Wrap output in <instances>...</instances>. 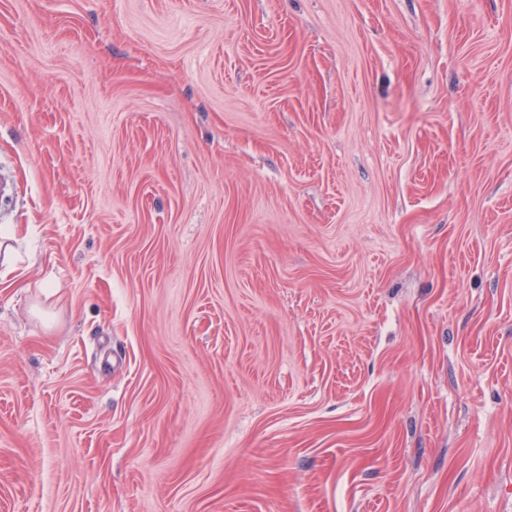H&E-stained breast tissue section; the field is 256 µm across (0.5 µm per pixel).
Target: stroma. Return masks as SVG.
<instances>
[{"instance_id":"1","label":"stroma","mask_w":512,"mask_h":512,"mask_svg":"<svg viewBox=\"0 0 512 512\" xmlns=\"http://www.w3.org/2000/svg\"><path fill=\"white\" fill-rule=\"evenodd\" d=\"M0 512H512V0H0Z\"/></svg>"}]
</instances>
